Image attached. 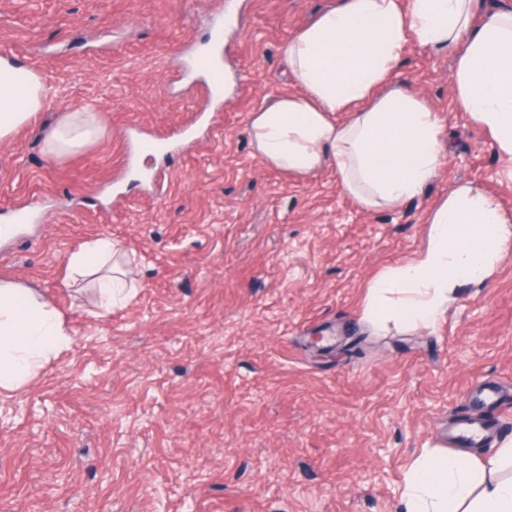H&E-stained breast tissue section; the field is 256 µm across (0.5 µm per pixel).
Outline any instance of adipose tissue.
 <instances>
[{
    "label": "adipose tissue",
    "instance_id": "adipose-tissue-1",
    "mask_svg": "<svg viewBox=\"0 0 512 512\" xmlns=\"http://www.w3.org/2000/svg\"><path fill=\"white\" fill-rule=\"evenodd\" d=\"M448 54L461 110L512 159V12L479 15L478 0H330L279 48L299 90L251 117L250 140L268 165L309 174L335 168L343 190L368 207L394 209L418 195L441 162V126L429 103L394 84L410 46ZM49 96L39 71L0 55V140L41 112ZM347 113L338 122L334 113ZM97 113L66 112L45 139L60 156L99 134ZM416 257L384 268L368 284L363 317L374 325L433 324L460 287L497 268L512 222L485 192L451 186L429 220ZM116 248L100 238L73 253L71 275L92 276L103 305L120 301L127 281ZM71 344L60 311L17 281H0V391L19 389ZM512 439L493 458L423 451L400 490L404 512H512Z\"/></svg>",
    "mask_w": 512,
    "mask_h": 512
}]
</instances>
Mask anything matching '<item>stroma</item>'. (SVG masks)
I'll return each instance as SVG.
<instances>
[{
    "mask_svg": "<svg viewBox=\"0 0 512 512\" xmlns=\"http://www.w3.org/2000/svg\"><path fill=\"white\" fill-rule=\"evenodd\" d=\"M328 2L0 0V47L49 88L0 140V280L42 293L72 337L0 392V512H397L415 458L482 416L466 399L481 382L504 400L475 455L512 439V242L434 325L361 319L369 281L425 247L449 187L512 217V177L458 108L448 58L414 49L395 75L446 145L398 208L364 206L330 167H271L250 143L253 113L296 89L279 45ZM211 48L236 80L219 101L187 64ZM87 106L99 137L47 153L57 117ZM141 133L173 145L131 159ZM25 204L40 219L12 224ZM104 236L132 285L108 310L66 270Z\"/></svg>",
    "mask_w": 512,
    "mask_h": 512,
    "instance_id": "35a3bbf8",
    "label": "stroma"
}]
</instances>
